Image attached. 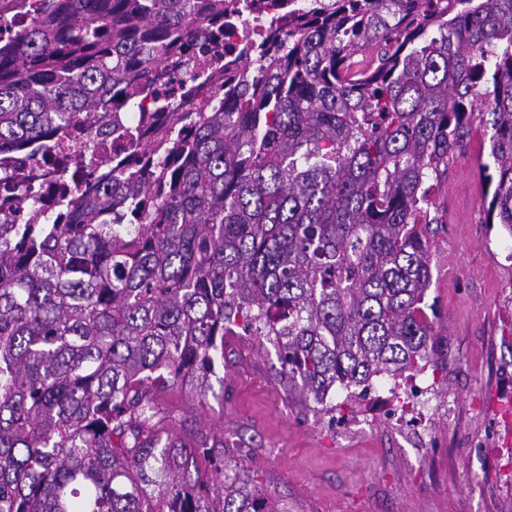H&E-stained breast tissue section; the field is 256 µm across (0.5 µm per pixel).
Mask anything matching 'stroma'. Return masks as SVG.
<instances>
[{
  "label": "stroma",
  "instance_id": "1",
  "mask_svg": "<svg viewBox=\"0 0 512 512\" xmlns=\"http://www.w3.org/2000/svg\"><path fill=\"white\" fill-rule=\"evenodd\" d=\"M490 136L474 126L430 190L438 317L423 373L337 390L320 411L291 388L272 344L228 336L206 397L163 394L172 432L223 441L225 459L288 512H512V236L484 222ZM416 382L435 390L429 415L408 398ZM416 424L425 441L412 439Z\"/></svg>",
  "mask_w": 512,
  "mask_h": 512
}]
</instances>
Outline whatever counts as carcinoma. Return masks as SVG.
Instances as JSON below:
<instances>
[{
  "mask_svg": "<svg viewBox=\"0 0 512 512\" xmlns=\"http://www.w3.org/2000/svg\"><path fill=\"white\" fill-rule=\"evenodd\" d=\"M231 7L38 0L0 45V153L99 121L104 92L130 99ZM288 26L61 220L0 223V512H263L207 434L169 433L160 395H206L239 334L323 407L421 371L430 182L476 122L485 223L512 234V0H313ZM99 133L133 140L115 112Z\"/></svg>",
  "mask_w": 512,
  "mask_h": 512,
  "instance_id": "obj_1",
  "label": "carcinoma"
}]
</instances>
